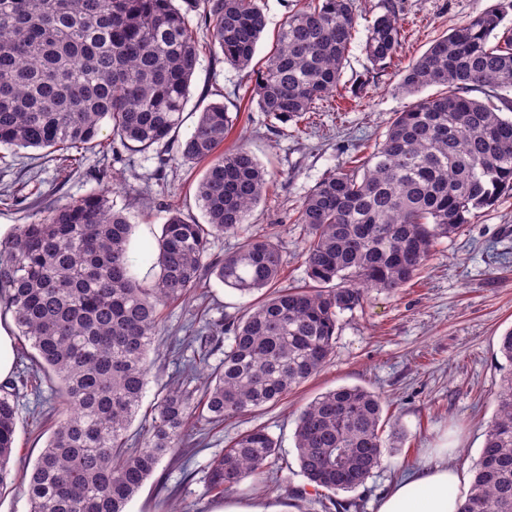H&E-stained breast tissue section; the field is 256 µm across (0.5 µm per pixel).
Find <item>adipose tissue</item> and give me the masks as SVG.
Returning a JSON list of instances; mask_svg holds the SVG:
<instances>
[{"label":"adipose tissue","mask_w":512,"mask_h":512,"mask_svg":"<svg viewBox=\"0 0 512 512\" xmlns=\"http://www.w3.org/2000/svg\"><path fill=\"white\" fill-rule=\"evenodd\" d=\"M463 480L461 471L449 466L445 449H438L436 462L402 478L385 496L378 512H457Z\"/></svg>","instance_id":"adipose-tissue-1"}]
</instances>
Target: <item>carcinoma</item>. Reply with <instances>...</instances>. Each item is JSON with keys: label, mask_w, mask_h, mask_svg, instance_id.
Returning <instances> with one entry per match:
<instances>
[{"label": "carcinoma", "mask_w": 512, "mask_h": 512, "mask_svg": "<svg viewBox=\"0 0 512 512\" xmlns=\"http://www.w3.org/2000/svg\"><path fill=\"white\" fill-rule=\"evenodd\" d=\"M202 19L224 62L250 70L266 18L255 0H202ZM488 9L454 28L400 73L410 95L445 91L397 112L362 167H340L304 199L296 223L312 284L277 288V243L244 224L265 194L267 172L240 146L220 147L234 124L221 102L206 105L179 158L206 163L196 195L198 224L170 208L157 239L152 284L131 270L132 224L107 187L49 209L0 241V307L30 344L28 372L56 384L53 429L29 473L30 512H125L166 456L175 457L198 420L219 426L273 406L318 375L334 353L340 316L370 289L394 291L428 260L436 240L512 192V119L497 102L512 89V29ZM357 17L352 0H315L291 13L255 75L260 111L299 119L337 90ZM402 42L396 0L368 25L364 52L376 67ZM200 42L175 0H0V145L45 149L62 170L84 149L110 143L146 152L166 146L183 122ZM472 92L493 94L481 101ZM240 246L208 260L210 238ZM242 294L271 289L240 317H199L187 345L224 359L203 387L197 360L158 395L140 440L128 429L149 382L147 358L164 312L188 300L208 276ZM509 363L496 413L458 512H512V328L500 338ZM0 385V492L17 428L18 386ZM383 401L361 386L320 394L300 412L295 441L306 485L333 496L364 485L382 464ZM279 447L262 428L234 437L207 471L224 495L244 479L278 473Z\"/></svg>", "instance_id": "1"}]
</instances>
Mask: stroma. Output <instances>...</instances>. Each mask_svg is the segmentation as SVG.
Here are the masks:
<instances>
[{
    "label": "stroma",
    "instance_id": "1",
    "mask_svg": "<svg viewBox=\"0 0 512 512\" xmlns=\"http://www.w3.org/2000/svg\"><path fill=\"white\" fill-rule=\"evenodd\" d=\"M309 0H259L267 26L257 46L256 62L269 55L279 28L291 11ZM405 40L387 69L373 68L363 44L367 27L380 14L382 0H354L357 31L345 61L334 103H320L296 122H281L250 104L244 73L226 64L220 50L208 48L207 31L199 15V0H177L187 11L203 50L192 79V96L180 128L188 133L195 115L212 102L223 103L236 122L223 148L245 145L270 172L271 180L246 228L274 237L282 253L280 286H297L307 279L303 230L296 224L305 197L324 177L348 160L364 161L377 147L396 112L407 109L414 96L399 89V73L419 57L433 40L468 22L479 13L502 6L504 26L512 28V0H397ZM203 164L161 166L156 151L123 152L121 159L100 147L83 152L75 169L63 172L45 151H16L0 146V225L14 229L44 215L49 208L115 185L113 200L133 197L129 212L133 226L130 254L134 272L152 281L156 239L168 208L203 221L196 201ZM212 320L241 316L253 303L250 295L208 278L204 290ZM200 304L169 308L149 354L152 374L139 420L129 432L138 434L160 388L179 370L181 358L169 351L172 338L183 337ZM512 328V194L502 196L465 225L463 232L437 241L426 264L402 288L371 291L361 307L340 318L336 351L324 370L293 390L278 404L226 420L217 428L202 425L196 443L178 461L163 460L127 506V512H226L227 508L261 507L265 512H323L314 492L305 491L294 442L300 409L320 393L340 386H362L380 393L383 417L401 432L398 448L364 486L351 492L359 512H377L391 486L422 466L434 449L448 451V462L469 472L495 414L503 375L501 336ZM50 384L21 392L14 456V480L44 448L52 418L36 408L37 401H55ZM262 428L278 443L282 481L246 478L226 497L212 495L205 476L211 460L245 431Z\"/></svg>",
    "mask_w": 512,
    "mask_h": 512
}]
</instances>
